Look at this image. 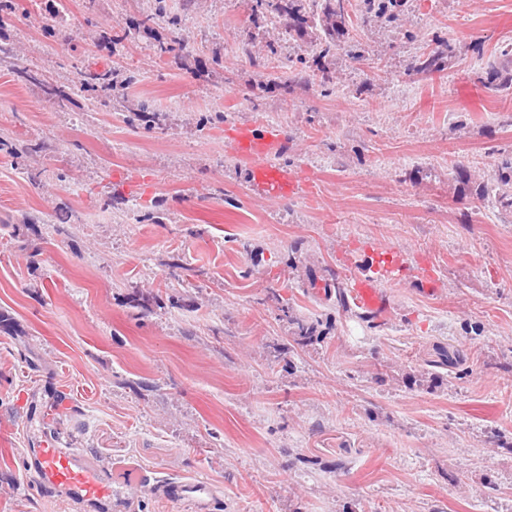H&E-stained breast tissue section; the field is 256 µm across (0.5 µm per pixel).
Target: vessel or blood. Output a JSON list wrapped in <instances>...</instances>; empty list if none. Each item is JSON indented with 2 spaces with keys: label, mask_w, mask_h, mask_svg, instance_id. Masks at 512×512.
Returning a JSON list of instances; mask_svg holds the SVG:
<instances>
[{
  "label": "vessel or blood",
  "mask_w": 512,
  "mask_h": 512,
  "mask_svg": "<svg viewBox=\"0 0 512 512\" xmlns=\"http://www.w3.org/2000/svg\"><path fill=\"white\" fill-rule=\"evenodd\" d=\"M224 139L230 149L247 164L251 193L259 198L285 200L310 192L309 179L298 170L273 165L272 156L288 149L282 130L273 124L236 125L226 128ZM364 261L348 278L355 306L372 317L382 316L388 299L380 290L381 281L404 282L411 276L409 262L390 248L364 247ZM28 474L41 489L65 493L88 503L111 501L115 495L112 481L86 458L45 441L27 449ZM164 500L191 504L195 512H208L214 499V487L207 480H161L153 486Z\"/></svg>",
  "instance_id": "1"
}]
</instances>
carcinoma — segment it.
Returning <instances> with one entry per match:
<instances>
[{
	"label": "carcinoma",
	"instance_id": "obj_1",
	"mask_svg": "<svg viewBox=\"0 0 512 512\" xmlns=\"http://www.w3.org/2000/svg\"><path fill=\"white\" fill-rule=\"evenodd\" d=\"M316 12H311L309 0H255V16L263 20H283L288 32L299 38L309 34L312 17H317L322 30L319 43L315 44L314 57H324L331 51L342 49L340 38L344 37L349 25V0H318ZM404 0H368V9L378 14L396 17L402 12ZM433 47L420 55L408 71L426 79L447 69L460 49L447 39L437 35L432 39ZM301 72L305 78L322 86L333 83L331 71L313 67L304 58L299 59ZM485 86L495 92L512 90V43L500 48L499 61L488 64ZM112 71L89 72L80 75L79 92H104L112 89ZM455 179L463 186L474 190L480 198L490 200L493 207L506 214H512V152L501 153L495 161L494 189L479 181L471 171L459 165L455 169Z\"/></svg>",
	"mask_w": 512,
	"mask_h": 512
}]
</instances>
